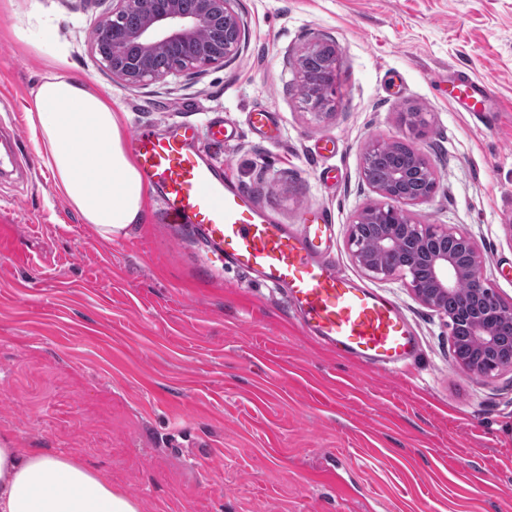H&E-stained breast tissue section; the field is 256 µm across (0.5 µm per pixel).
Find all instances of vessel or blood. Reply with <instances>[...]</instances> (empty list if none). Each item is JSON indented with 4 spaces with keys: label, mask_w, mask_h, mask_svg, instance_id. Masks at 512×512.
<instances>
[{
    "label": "vessel or blood",
    "mask_w": 512,
    "mask_h": 512,
    "mask_svg": "<svg viewBox=\"0 0 512 512\" xmlns=\"http://www.w3.org/2000/svg\"><path fill=\"white\" fill-rule=\"evenodd\" d=\"M450 80L468 111H491L488 85L467 69ZM223 143V120L207 131L191 124L165 129L138 128L130 147L150 193L161 202L168 224L191 225L214 254L282 289L304 333L321 347L357 364L389 374L401 371L418 340L400 308L340 272L322 242L331 221L323 213L306 218L302 232H291L252 200L199 147L201 136ZM20 133L0 126V171L22 172Z\"/></svg>",
    "instance_id": "vessel-or-blood-1"
}]
</instances>
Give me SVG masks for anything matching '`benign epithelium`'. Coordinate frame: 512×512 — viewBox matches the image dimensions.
I'll use <instances>...</instances> for the list:
<instances>
[{
    "label": "benign epithelium",
    "instance_id": "1",
    "mask_svg": "<svg viewBox=\"0 0 512 512\" xmlns=\"http://www.w3.org/2000/svg\"><path fill=\"white\" fill-rule=\"evenodd\" d=\"M235 2L195 0L187 10L182 0H112V20L102 22L93 37L99 62L113 79L130 86L160 83L229 62L240 54L244 41ZM172 49L178 55L171 67L157 68L156 56ZM319 50L317 41L296 59L300 93L318 117L334 110L332 90L304 84L305 60ZM372 188L388 203L368 205L355 214L348 237L354 262L375 279L405 280L419 301L444 315L448 297L466 288L468 297L454 321L465 330L474 355L457 356L456 366L478 376L512 371V351L508 361L501 360L498 339L500 326H512V305L485 286V260L476 242L464 231L422 224L406 209L429 201L436 191V171L429 160L415 150L411 166L391 170L386 182ZM366 224L378 227L371 240L359 233Z\"/></svg>",
    "mask_w": 512,
    "mask_h": 512
}]
</instances>
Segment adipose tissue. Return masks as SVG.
Listing matches in <instances>:
<instances>
[{
    "mask_svg": "<svg viewBox=\"0 0 512 512\" xmlns=\"http://www.w3.org/2000/svg\"><path fill=\"white\" fill-rule=\"evenodd\" d=\"M30 42L54 65L25 112L39 133L37 153L81 222L104 239L119 236L143 221L148 200L127 145V116L65 71L44 32H32ZM0 512H139V505L77 461L0 447Z\"/></svg>",
    "mask_w": 512,
    "mask_h": 512,
    "instance_id": "obj_1",
    "label": "adipose tissue"
}]
</instances>
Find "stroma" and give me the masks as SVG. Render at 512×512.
I'll return each instance as SVG.
<instances>
[{"instance_id": "35a3bbf8", "label": "stroma", "mask_w": 512, "mask_h": 512, "mask_svg": "<svg viewBox=\"0 0 512 512\" xmlns=\"http://www.w3.org/2000/svg\"><path fill=\"white\" fill-rule=\"evenodd\" d=\"M112 0L0 8V116L22 132L29 182L0 180V446L104 474L140 512H512V371L455 365L448 320L402 281L351 258L349 225L378 203L369 141L429 159L438 187L417 221L471 234L484 278L512 304V0H238L241 54L166 83L113 82L91 51ZM48 28L69 70L128 113L127 132L224 118L200 148L254 202L297 228L330 216L339 269L394 301L417 337L401 376L316 346L283 291L213 256L189 228L144 223L102 239L57 192L24 120L44 69L24 40ZM331 42L333 116L294 80L300 50ZM488 83L491 112L448 100L449 70ZM271 112L279 138L250 124ZM422 112L424 134L406 112ZM342 463L346 491L320 482Z\"/></svg>"}]
</instances>
